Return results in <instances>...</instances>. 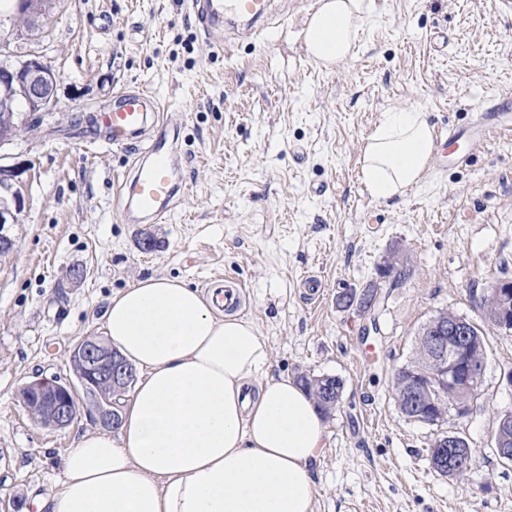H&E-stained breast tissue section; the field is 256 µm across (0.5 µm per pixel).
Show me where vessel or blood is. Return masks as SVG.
Wrapping results in <instances>:
<instances>
[{
  "mask_svg": "<svg viewBox=\"0 0 512 512\" xmlns=\"http://www.w3.org/2000/svg\"><path fill=\"white\" fill-rule=\"evenodd\" d=\"M191 9L204 33L223 27L225 21L250 19L252 34L267 25L269 0H191ZM106 130L108 146L136 152L145 149V157H136L128 176L119 186L122 199L120 214L130 219L132 213L159 217L175 202L183 190L181 164L175 157V143L180 136L163 118V109L147 90L116 93L111 109L97 116ZM512 128V91L503 90L479 108L477 120L465 128H445L438 137L446 142H464L465 150L455 158L466 163L473 152L483 148L490 129Z\"/></svg>",
  "mask_w": 512,
  "mask_h": 512,
  "instance_id": "vessel-or-blood-1",
  "label": "vessel or blood"
}]
</instances>
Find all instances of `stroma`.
<instances>
[{"label": "stroma", "mask_w": 512, "mask_h": 512, "mask_svg": "<svg viewBox=\"0 0 512 512\" xmlns=\"http://www.w3.org/2000/svg\"><path fill=\"white\" fill-rule=\"evenodd\" d=\"M316 0H275L257 36L225 32L219 50L188 0H56L38 48L59 75L58 110L10 148L30 161L27 209L0 257V512H36L57 490L79 417L52 431L20 389L74 381L73 347L103 335L112 292L150 276L202 286L241 284L242 312L270 350L272 376L335 375L342 402L324 422L312 467L315 512H512V465L490 434L512 412V331L485 329L473 412L442 425L397 410L392 380L420 327L442 311L470 319L489 288L512 280V131L492 132L466 164L433 157L423 180L392 202L360 181L365 140L383 114L416 108L434 130L464 127L512 88V7L506 0H374L355 54L333 70L308 55ZM143 88L180 129L186 194L158 220L122 223L117 179L129 153L92 147L75 120ZM159 246L140 249L144 234ZM402 283L381 277L391 252ZM75 264L84 282L68 287ZM377 289L372 309L338 307L346 290ZM463 435L470 470L430 464L439 431Z\"/></svg>", "instance_id": "obj_1"}]
</instances>
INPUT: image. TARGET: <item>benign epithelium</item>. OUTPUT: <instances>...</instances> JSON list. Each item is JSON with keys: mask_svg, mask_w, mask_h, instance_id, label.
Returning a JSON list of instances; mask_svg holds the SVG:
<instances>
[{"mask_svg": "<svg viewBox=\"0 0 512 512\" xmlns=\"http://www.w3.org/2000/svg\"><path fill=\"white\" fill-rule=\"evenodd\" d=\"M17 11L9 23L0 21V253H8L13 241L4 234L8 224H20L26 210V180L30 169L24 160H15L3 152L19 137V129L29 124L32 113L50 114L56 111L58 75L32 45L39 43L52 0H18ZM376 295L374 288L348 293L343 302L360 310ZM490 297L499 312L500 324L508 326L506 316L512 314V282L493 285ZM448 336H443V333ZM431 359V371L448 390H465L470 381L479 378L484 362L467 358L460 367V353H469L476 340L470 336V320L458 315L437 317L425 328ZM77 383H61L39 378L20 389V397L29 414L37 422L53 429H65L85 413L103 427L119 424L117 400L123 396L133 379L131 366L115 353L112 346L95 337H86L70 355ZM412 409L435 406L440 416L445 408L434 400L429 388L413 383L404 388ZM491 441L496 455L512 459V420L498 416ZM437 446L438 466L451 465L449 458L467 454L460 436L448 433L440 437Z\"/></svg>", "mask_w": 512, "mask_h": 512, "instance_id": "benign-epithelium-1", "label": "benign epithelium"}]
</instances>
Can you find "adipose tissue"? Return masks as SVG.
I'll return each mask as SVG.
<instances>
[{
  "mask_svg": "<svg viewBox=\"0 0 512 512\" xmlns=\"http://www.w3.org/2000/svg\"><path fill=\"white\" fill-rule=\"evenodd\" d=\"M370 0H316L305 45L329 70L353 56ZM435 150L426 113H386L361 175L381 201L422 180ZM104 332L140 371L118 430H87L39 512H314L311 467L324 446L313 399L268 375L255 323L197 289L151 276L112 294Z\"/></svg>",
  "mask_w": 512,
  "mask_h": 512,
  "instance_id": "adipose-tissue-1",
  "label": "adipose tissue"
}]
</instances>
